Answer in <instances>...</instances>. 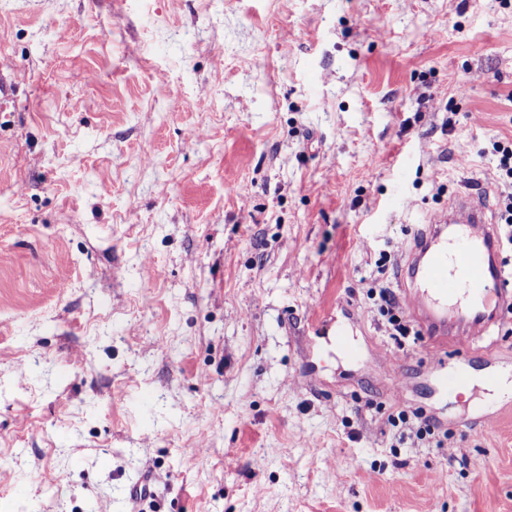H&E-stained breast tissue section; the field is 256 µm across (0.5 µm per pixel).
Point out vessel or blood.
Segmentation results:
<instances>
[{"label":"vessel or blood","mask_w":512,"mask_h":512,"mask_svg":"<svg viewBox=\"0 0 512 512\" xmlns=\"http://www.w3.org/2000/svg\"><path fill=\"white\" fill-rule=\"evenodd\" d=\"M487 210L484 197L455 194L447 211L415 236L401 267L405 315L433 342L431 359L439 370L448 344L481 338L512 306Z\"/></svg>","instance_id":"obj_1"}]
</instances>
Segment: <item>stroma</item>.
Returning a JSON list of instances; mask_svg holds the SVG:
<instances>
[{
  "mask_svg": "<svg viewBox=\"0 0 512 512\" xmlns=\"http://www.w3.org/2000/svg\"><path fill=\"white\" fill-rule=\"evenodd\" d=\"M497 137L501 0H0V512H512V395L481 427L367 296L455 193L497 218ZM387 420L393 427H399L403 431L408 430L410 435L419 441L433 438L437 428L431 417L418 410L410 414L406 410L392 411Z\"/></svg>",
  "mask_w": 512,
  "mask_h": 512,
  "instance_id": "1",
  "label": "stroma"
}]
</instances>
